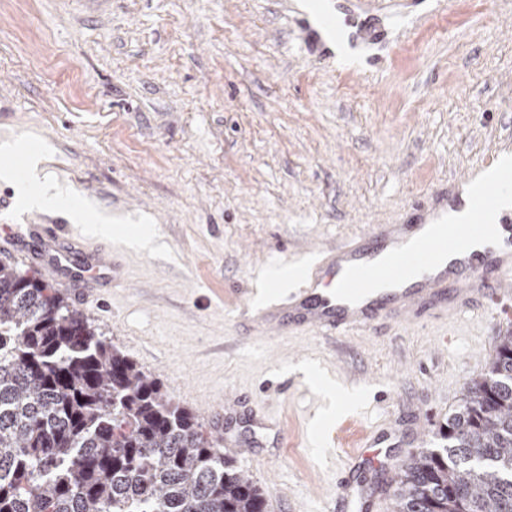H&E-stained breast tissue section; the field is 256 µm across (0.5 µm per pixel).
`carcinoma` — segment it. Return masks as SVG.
I'll list each match as a JSON object with an SVG mask.
<instances>
[{
    "label": "carcinoma",
    "mask_w": 512,
    "mask_h": 512,
    "mask_svg": "<svg viewBox=\"0 0 512 512\" xmlns=\"http://www.w3.org/2000/svg\"><path fill=\"white\" fill-rule=\"evenodd\" d=\"M390 488L395 512H512L511 331ZM266 509L160 381L54 286L0 264V512Z\"/></svg>",
    "instance_id": "carcinoma-1"
}]
</instances>
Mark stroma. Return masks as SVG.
Returning <instances> with one entry per match:
<instances>
[{
	"label": "stroma",
	"mask_w": 512,
	"mask_h": 512,
	"mask_svg": "<svg viewBox=\"0 0 512 512\" xmlns=\"http://www.w3.org/2000/svg\"><path fill=\"white\" fill-rule=\"evenodd\" d=\"M345 26L372 16L377 68L315 53L282 0H0V143L26 179L121 212L102 244L124 280L86 311L209 429L201 404L264 406L234 458L268 508L328 512L351 444L417 424L426 448L512 324L480 311L324 336L266 338L249 312L283 295L318 247L402 217L512 142V0H312ZM152 237L134 245L136 233Z\"/></svg>",
	"instance_id": "35a3bbf8"
}]
</instances>
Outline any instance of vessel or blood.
Listing matches in <instances>:
<instances>
[{
    "label": "vessel or blood",
    "mask_w": 512,
    "mask_h": 512,
    "mask_svg": "<svg viewBox=\"0 0 512 512\" xmlns=\"http://www.w3.org/2000/svg\"><path fill=\"white\" fill-rule=\"evenodd\" d=\"M302 25L317 52L333 55L342 41L359 70L370 65L359 52L362 43L379 38L370 27L335 36L315 19L303 18ZM507 198L512 200V172L500 176L482 164L436 187L399 220L325 246L302 288L260 310L262 335L310 329L332 336L381 321L415 323L432 309L447 316L478 307L512 312V234L495 238L484 230L491 211L501 227H512V208L501 207ZM0 245L27 249L32 262L79 289L88 303L115 279L111 253L87 250L61 217L32 214L25 223L2 225ZM389 438L387 429H376L352 450L353 464L337 481L333 512H389L387 499L371 501L355 466L365 449L384 447Z\"/></svg>",
    "instance_id": "obj_1"
}]
</instances>
